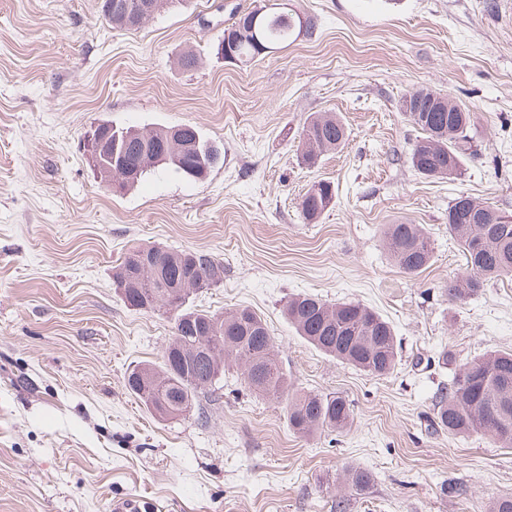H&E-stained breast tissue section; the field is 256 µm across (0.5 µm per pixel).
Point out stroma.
<instances>
[{
  "label": "stroma",
  "instance_id": "35a3bbf8",
  "mask_svg": "<svg viewBox=\"0 0 512 512\" xmlns=\"http://www.w3.org/2000/svg\"><path fill=\"white\" fill-rule=\"evenodd\" d=\"M101 4L0 0V512H112L128 497L161 512H333L351 469L372 481L347 512H490L512 496V448L427 430L460 365L512 351V276L460 302L446 293L466 268L448 237L452 200L512 215V0H187L132 29L107 24ZM273 5L312 32L246 64L217 57L235 12ZM418 88L471 116L473 154L455 178L410 164L418 131L399 105ZM314 112L336 113L347 140L307 164ZM103 120L195 125L224 163L200 181L158 171L112 192L82 148ZM319 180L336 198L307 224L299 202ZM401 222L433 245L416 274L384 243ZM145 245L223 262V283L194 306L254 309L291 389L344 397L352 425L295 435L284 403L234 366L205 420L152 415L126 377L161 362L173 322L112 286ZM297 293L382 316L400 345L394 371L372 377L305 342L283 314Z\"/></svg>",
  "mask_w": 512,
  "mask_h": 512
}]
</instances>
